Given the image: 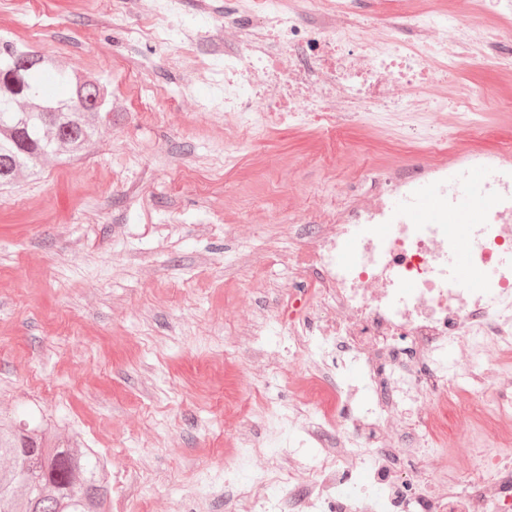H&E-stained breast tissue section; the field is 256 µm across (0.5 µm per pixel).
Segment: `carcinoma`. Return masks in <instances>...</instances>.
Listing matches in <instances>:
<instances>
[{
  "mask_svg": "<svg viewBox=\"0 0 512 512\" xmlns=\"http://www.w3.org/2000/svg\"><path fill=\"white\" fill-rule=\"evenodd\" d=\"M54 73L63 98L43 93ZM112 115L109 83L59 67L56 60L0 41V189L38 178L46 159L80 155ZM0 512H107V464L92 448L25 423L0 429Z\"/></svg>",
  "mask_w": 512,
  "mask_h": 512,
  "instance_id": "obj_1",
  "label": "carcinoma"
}]
</instances>
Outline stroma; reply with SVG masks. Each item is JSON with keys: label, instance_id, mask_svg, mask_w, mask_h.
Masks as SVG:
<instances>
[{"label": "stroma", "instance_id": "35a3bbf8", "mask_svg": "<svg viewBox=\"0 0 512 512\" xmlns=\"http://www.w3.org/2000/svg\"><path fill=\"white\" fill-rule=\"evenodd\" d=\"M182 3L154 45L113 19V0H0V36L114 91L112 125L90 154L49 159L39 179L0 194V416L75 433L108 461L122 512H225L236 421L218 402L241 391L252 343L286 353L288 326L255 341L224 311L247 288L276 310L297 215L329 204L340 181L363 202L385 177L451 167L484 178L512 158V70L478 61L416 87L413 109L315 112L225 145L236 117L220 113L224 93L251 87L218 57L184 89L178 43L241 4L210 0L204 18ZM350 9L375 38L412 14L499 30L512 20V0ZM479 91L495 108L459 131L456 110Z\"/></svg>", "mask_w": 512, "mask_h": 512}]
</instances>
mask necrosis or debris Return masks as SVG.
Returning <instances> with one entry per match:
<instances>
[{
	"label": "necrosis or debris",
	"mask_w": 512,
	"mask_h": 512,
	"mask_svg": "<svg viewBox=\"0 0 512 512\" xmlns=\"http://www.w3.org/2000/svg\"><path fill=\"white\" fill-rule=\"evenodd\" d=\"M312 18L299 28L277 0H249L270 24L267 35L225 21L220 41L189 34L180 43L185 75L203 71L200 45L223 53L249 75L270 74L276 97L225 94V111L252 127H270L311 112H398L416 83L455 68L469 56L512 67V33H490L469 46L470 23L442 25L425 16L408 24L415 39L377 41L363 35L346 0H307ZM138 0H114L138 42L159 39L176 0H159L152 18ZM360 41L362 51L343 54ZM485 185L464 233L450 224H421L366 206L329 213L289 260L290 282L277 315L257 314L244 296L236 314L263 332L288 323V366L299 380L286 399L266 398L262 385L238 405L237 420H262L254 441L240 432L234 465L224 473L230 512H512V162ZM469 244L477 282L466 288L453 264L460 239ZM357 371L350 388L342 378ZM454 411L447 434L440 417ZM417 460L406 479L397 453ZM287 488V504L274 489Z\"/></svg>",
	"instance_id": "necrosis-or-debris-1"
}]
</instances>
